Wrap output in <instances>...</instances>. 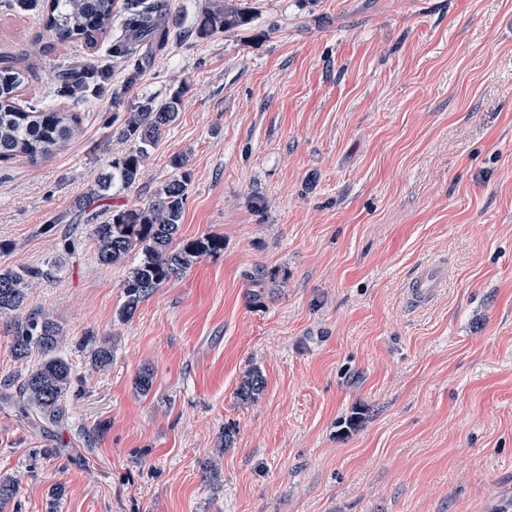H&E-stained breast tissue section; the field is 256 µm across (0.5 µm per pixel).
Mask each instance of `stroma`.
<instances>
[{
    "instance_id": "35a3bbf8",
    "label": "stroma",
    "mask_w": 512,
    "mask_h": 512,
    "mask_svg": "<svg viewBox=\"0 0 512 512\" xmlns=\"http://www.w3.org/2000/svg\"><path fill=\"white\" fill-rule=\"evenodd\" d=\"M166 2L169 40L125 103L184 84L181 112L89 210L149 203L183 154L180 236L224 249L122 322L139 256L99 264L73 217L128 150L125 114L56 93L57 63H103L112 36L62 44L0 0L21 103L82 118L48 161H0V267L46 269L28 307L60 326L79 390L59 426L24 417L3 381L40 357L15 360L0 317V479L19 486L0 512H48L56 488L57 512H512V0H247L250 28L196 43L179 34L209 0ZM431 261L447 284L415 303ZM265 387V379L259 369L250 370L239 384L237 396L242 401H256Z\"/></svg>"
}]
</instances>
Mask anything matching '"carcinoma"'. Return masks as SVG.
<instances>
[{
	"label": "carcinoma",
	"mask_w": 512,
	"mask_h": 512,
	"mask_svg": "<svg viewBox=\"0 0 512 512\" xmlns=\"http://www.w3.org/2000/svg\"><path fill=\"white\" fill-rule=\"evenodd\" d=\"M34 1L40 4L46 31L58 42L82 39L88 44L112 29V22L122 17V33L110 47L112 56L120 59L126 69L125 84L112 90V106L121 107L125 94L138 82L144 66L134 46L165 44L169 26L167 8L161 0H17L24 6ZM254 11L236 6L230 0L207 7L196 26L185 37L198 40L218 33L249 26ZM26 73L0 70V159L22 158L32 165L57 153L80 132L81 117L65 110H56L43 102L22 105L19 92ZM109 73L98 66L90 68L81 87L94 97L106 90ZM187 87L180 86L165 100L146 98L127 112L119 137L131 143L130 149L109 164L91 197L102 200L115 185L133 186L139 179L149 150L156 147L169 127L177 120L182 97ZM188 160L174 155L169 165L174 175L155 200L144 206L112 211V219L94 228L100 263L117 264L132 252L140 254L122 284L124 301L117 311L121 322L130 321L139 304L156 290L189 270L205 256L224 250V238L205 235L197 239L180 237L187 190V174L182 172ZM44 276V270L30 267L20 271L0 269V316L13 318L11 353L26 359L33 353L41 362L29 370L19 384L17 397L24 416H33L46 428L60 423L65 415V400L72 389V371L60 354L62 332L58 324L39 312H24L27 290ZM112 363V348L106 344L92 349L90 364L103 370ZM265 379L257 368L250 370L239 384L237 396L243 401H255L262 394Z\"/></svg>",
	"instance_id": "obj_1"
}]
</instances>
